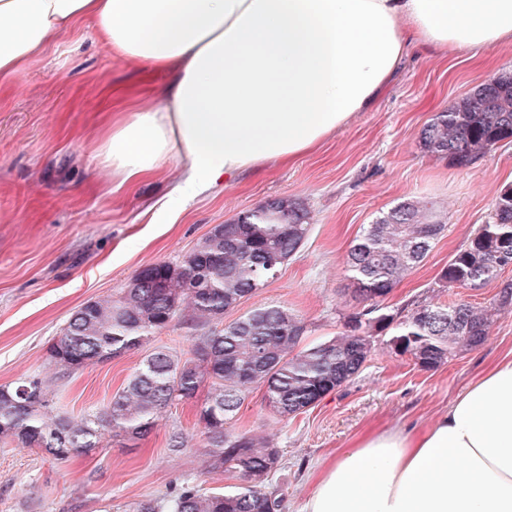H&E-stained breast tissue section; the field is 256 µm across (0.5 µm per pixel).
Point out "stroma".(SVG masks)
Returning a JSON list of instances; mask_svg holds the SVG:
<instances>
[{"instance_id": "stroma-1", "label": "stroma", "mask_w": 512, "mask_h": 512, "mask_svg": "<svg viewBox=\"0 0 512 512\" xmlns=\"http://www.w3.org/2000/svg\"><path fill=\"white\" fill-rule=\"evenodd\" d=\"M483 56L477 63L409 47L378 107L358 113L313 153L289 167L243 171L204 193H180L177 163L129 188L96 156L104 121L155 105L166 74L112 57L87 28L62 34L0 87V384L50 375L47 348L79 305L118 293L144 266L179 262L213 225L273 196L301 199L310 232L274 279L225 314V323L282 305L306 324L309 341L338 335L364 308L347 290L352 241L382 213L415 199L433 202L446 229L387 299L389 311L405 313L424 301L493 302L496 284L444 290L437 281L512 184V140L466 168L418 144L435 113L490 77L512 73V46ZM197 333L176 322L138 349L58 379L55 409L104 408L145 356L158 348L182 352ZM509 353L512 308L499 312L482 345L434 369L380 341L351 381L287 420L273 416L263 389H254L232 429L272 439L281 461L268 487L282 498L279 512H297L312 474L355 438L432 424L486 365ZM199 404L194 398L172 406L137 442L104 435L99 448L69 463L0 443V512H129L133 503L168 498L187 484L231 491L235 479L211 469L200 445ZM176 431L187 444L174 454L168 443Z\"/></svg>"}]
</instances>
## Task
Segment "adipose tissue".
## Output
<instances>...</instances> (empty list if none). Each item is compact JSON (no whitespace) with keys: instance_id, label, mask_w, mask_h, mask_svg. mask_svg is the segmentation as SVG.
<instances>
[{"instance_id":"ef3b65f1","label":"adipose tissue","mask_w":512,"mask_h":512,"mask_svg":"<svg viewBox=\"0 0 512 512\" xmlns=\"http://www.w3.org/2000/svg\"><path fill=\"white\" fill-rule=\"evenodd\" d=\"M78 24L113 57L163 68L159 102L97 156L136 185L165 163L187 191L290 162L375 105L409 44H512V0H0V83ZM300 512H512V356L420 432L367 434Z\"/></svg>"}]
</instances>
